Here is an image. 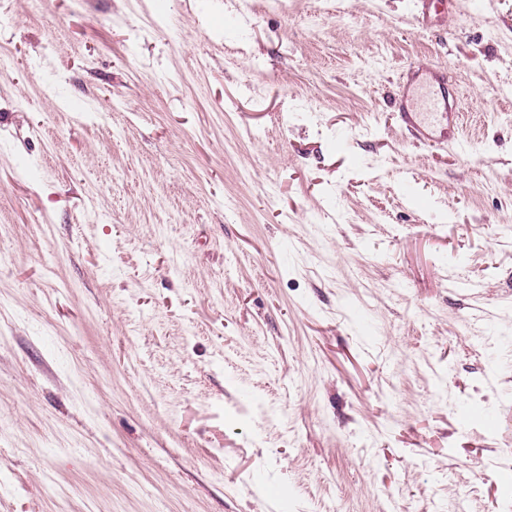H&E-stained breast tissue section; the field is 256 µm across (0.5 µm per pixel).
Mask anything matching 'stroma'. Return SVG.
<instances>
[{"label":"stroma","mask_w":512,"mask_h":512,"mask_svg":"<svg viewBox=\"0 0 512 512\" xmlns=\"http://www.w3.org/2000/svg\"><path fill=\"white\" fill-rule=\"evenodd\" d=\"M332 2L0 0V512H512V0ZM418 19L427 28H437L444 25L455 8L454 0H416ZM458 91L438 68H409L401 78V94L394 100L401 124L414 139L428 145L464 148L460 135Z\"/></svg>","instance_id":"35a3bbf8"}]
</instances>
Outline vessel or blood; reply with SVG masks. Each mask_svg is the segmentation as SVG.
Returning <instances> with one entry per match:
<instances>
[{
  "mask_svg": "<svg viewBox=\"0 0 512 512\" xmlns=\"http://www.w3.org/2000/svg\"><path fill=\"white\" fill-rule=\"evenodd\" d=\"M455 0H416V12L429 28L443 26ZM459 95L439 69L417 66L401 78V92L394 108L401 124L414 139L428 145L463 148L460 135Z\"/></svg>",
  "mask_w": 512,
  "mask_h": 512,
  "instance_id": "1",
  "label": "vessel or blood"
}]
</instances>
